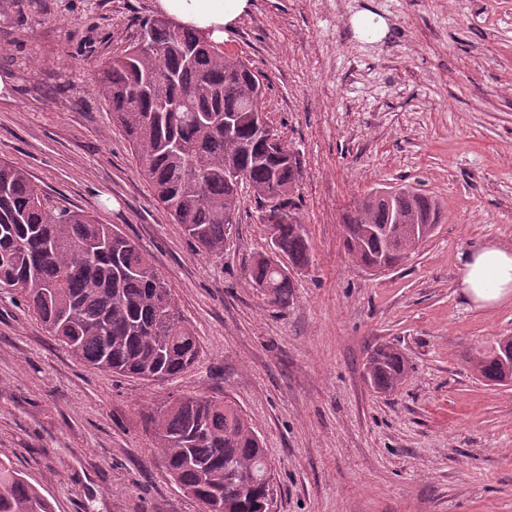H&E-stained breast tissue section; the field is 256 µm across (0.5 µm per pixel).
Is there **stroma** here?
I'll list each match as a JSON object with an SVG mask.
<instances>
[{
    "mask_svg": "<svg viewBox=\"0 0 512 512\" xmlns=\"http://www.w3.org/2000/svg\"><path fill=\"white\" fill-rule=\"evenodd\" d=\"M41 2L0 0V159L146 249L201 353L171 381L100 371L0 294V460L55 512H203L146 417L181 394L225 396L264 442L273 512H512V386L471 367L512 336V301L475 309L459 288L462 253L512 244V0H247L225 26L222 50L258 72L299 158L310 263L285 308L248 276L271 248L252 194L223 255L199 253L98 96L155 0ZM362 15L385 34L357 30ZM400 184L440 223L376 274L345 250L344 219ZM385 342L410 367L389 395L364 370Z\"/></svg>",
    "mask_w": 512,
    "mask_h": 512,
    "instance_id": "35a3bbf8",
    "label": "stroma"
}]
</instances>
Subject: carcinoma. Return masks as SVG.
<instances>
[{
  "label": "carcinoma",
  "mask_w": 512,
  "mask_h": 512,
  "mask_svg": "<svg viewBox=\"0 0 512 512\" xmlns=\"http://www.w3.org/2000/svg\"><path fill=\"white\" fill-rule=\"evenodd\" d=\"M262 80L244 60L224 54L206 34L162 19L141 21L125 53L107 62L98 95L112 112L156 200L183 226L198 251L224 253L239 193L224 177L244 170L266 224L272 254L250 267L270 303L293 298L291 271L309 263L295 217L299 159L268 142L258 108L246 104ZM234 135H224V118ZM436 203L412 188L367 195L344 220V247L364 266L395 265L432 236ZM0 291L17 293L66 351L103 371L169 381L200 353L168 281L143 247L114 224L66 207H50L28 173L0 160ZM512 341L477 362L480 376L503 378L500 359ZM370 387L391 392L407 361L383 344L365 366ZM175 484L221 512H262L274 486L264 474L262 441L228 399L179 396L147 418ZM0 512H51L43 493L0 461Z\"/></svg>",
  "instance_id": "carcinoma-1"
}]
</instances>
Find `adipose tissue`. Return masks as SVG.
<instances>
[{
    "instance_id": "adipose-tissue-1",
    "label": "adipose tissue",
    "mask_w": 512,
    "mask_h": 512,
    "mask_svg": "<svg viewBox=\"0 0 512 512\" xmlns=\"http://www.w3.org/2000/svg\"><path fill=\"white\" fill-rule=\"evenodd\" d=\"M247 0H156L157 9L174 23L224 38V26L245 7ZM460 292L478 309L499 306L512 298V246L487 245L461 259Z\"/></svg>"
}]
</instances>
